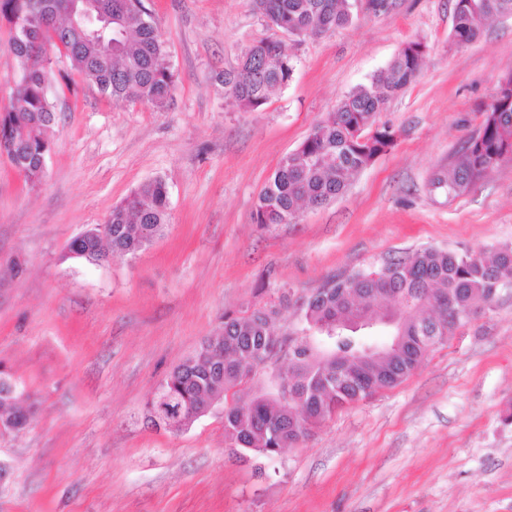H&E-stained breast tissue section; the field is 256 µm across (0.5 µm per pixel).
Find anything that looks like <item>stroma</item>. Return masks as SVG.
Returning <instances> with one entry per match:
<instances>
[{"label": "stroma", "instance_id": "obj_1", "mask_svg": "<svg viewBox=\"0 0 512 512\" xmlns=\"http://www.w3.org/2000/svg\"><path fill=\"white\" fill-rule=\"evenodd\" d=\"M175 75L164 109L113 103L56 57L59 116L41 181L0 158V362L37 410L0 434V512H512V289L456 329L399 386L339 412L300 445L239 463L220 410L148 427L167 373L236 315L294 308L331 277L434 247L485 255L512 242V162L464 196L429 186L512 72V19L464 47L452 0H397L293 44V76L264 108L214 80L279 33L251 0H146ZM417 79L381 113L394 147L329 204L260 226L254 202L314 123L407 42ZM162 177L168 227L100 266L68 257L140 183Z\"/></svg>", "mask_w": 512, "mask_h": 512}]
</instances>
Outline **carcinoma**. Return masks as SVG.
Listing matches in <instances>:
<instances>
[{"label":"carcinoma","instance_id":"obj_1","mask_svg":"<svg viewBox=\"0 0 512 512\" xmlns=\"http://www.w3.org/2000/svg\"><path fill=\"white\" fill-rule=\"evenodd\" d=\"M73 2L0 0V23L16 32L9 44L17 60L9 103L0 112V144L31 182L42 178V159L51 146L48 131L56 122L47 47L63 45L71 68L114 103L138 100L163 109L175 85L166 43L144 0L78 3L94 16L112 17L120 37L110 52L81 29L57 27ZM252 6L266 23L300 40L332 34L354 19L353 0H252ZM505 17H512V0H454L451 38L468 45ZM420 46V41L406 43L384 70L344 96L280 160L256 199L255 223L290 224L302 208L329 203L394 146L396 133L379 116L416 78ZM293 70L287 44L266 39L249 46L237 65L218 73L217 80L224 94L253 112L288 85ZM498 91L501 97L485 106L479 128L451 166L433 174V190L464 195L500 163L512 161V73L500 81ZM167 208L165 180L148 179L113 207L106 220L112 233L103 235L95 226L70 243L69 254L91 265L110 254L134 255L164 234ZM494 288H512V244L497 247L489 256L417 250L378 267L330 277L317 297L297 305L298 327L288 332L289 340L275 326L280 310L274 306L245 316L226 313L222 331L205 339L157 386L147 403V422L159 416L158 400L164 396L172 399L165 421L169 430L187 427L220 405L224 439L240 458L275 456L295 439H307L338 410L400 385L446 336L468 322V302L489 297ZM393 309L398 328H385L383 335L401 337L395 348L379 341V353L363 357L360 333L344 330L321 338L324 328L353 321L365 310L385 315ZM284 342L288 363L276 373L266 360ZM265 371L276 373V385L288 386V403L263 389L242 394V387ZM19 399L15 391L0 393L5 433L22 429L33 411V405L25 408Z\"/></svg>","mask_w":512,"mask_h":512}]
</instances>
